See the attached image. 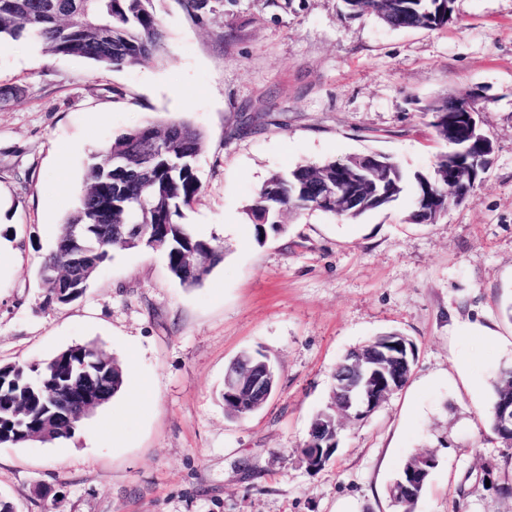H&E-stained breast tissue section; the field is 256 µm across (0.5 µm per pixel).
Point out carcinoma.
Here are the masks:
<instances>
[{"mask_svg":"<svg viewBox=\"0 0 512 512\" xmlns=\"http://www.w3.org/2000/svg\"><path fill=\"white\" fill-rule=\"evenodd\" d=\"M353 17L373 15L391 28L439 29L448 24L454 0H345ZM31 38L54 54L86 58L104 67L120 68L148 64L166 50L167 34L154 12L153 0H0V42ZM431 125L437 136L448 140V125L438 121L447 103L432 104ZM204 146L203 132L185 119L149 122L116 138L108 146L90 152L84 189L69 214L55 248L44 258L39 278L46 288L47 305L68 304L82 298L97 268L110 258L116 242L110 227L116 224H147L145 240L138 246L156 250L169 272L186 288L202 285L224 257V247L196 236L183 223L185 210L200 192L195 161ZM337 161L321 166L300 165L275 173L260 187L246 214L255 239L284 230L283 212L320 211L355 219L410 195L407 222L430 224L433 206L458 205L448 199L447 182L438 171L410 174L391 161L386 182L380 186L384 199L375 202L359 182L347 190L359 208L340 214L318 201L323 177H336ZM377 336L364 346L347 352L336 364L334 380L349 379L358 356L386 341ZM94 361L106 372L104 401L120 393L125 383L121 361L105 354L96 344L72 345L41 365L0 366V445H23L40 432L53 406L48 389L62 374ZM512 416V366L499 371L487 411L489 427L503 444L512 431L501 422ZM77 427L59 421L53 424L48 442L69 439ZM416 457L403 465L390 498L400 512H415L425 487H403Z\"/></svg>","mask_w":512,"mask_h":512,"instance_id":"cac0c4a2","label":"carcinoma"}]
</instances>
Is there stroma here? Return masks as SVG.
I'll list each match as a JSON object with an SVG mask.
<instances>
[{"mask_svg": "<svg viewBox=\"0 0 512 512\" xmlns=\"http://www.w3.org/2000/svg\"><path fill=\"white\" fill-rule=\"evenodd\" d=\"M154 5L169 41L149 65L0 48V87L16 92L0 102V365L94 341L130 367L72 438L0 446V495L16 512H397L390 484L431 451L415 512H512L482 481L512 476L486 420L512 365V0H455L438 30L353 18L343 0ZM461 97L494 145L473 199L434 224L405 223V198L354 220L288 214L255 241L243 208L271 174L371 152L432 173L448 146L424 108ZM177 117L205 136L184 221L223 242V262L185 288L159 252L117 247L82 299L44 306L38 271L88 154ZM388 332L415 346L408 383L342 420L335 455L309 467L337 361ZM244 351L277 385L230 419L224 375Z\"/></svg>", "mask_w": 512, "mask_h": 512, "instance_id": "35a3bbf8", "label": "stroma"}]
</instances>
